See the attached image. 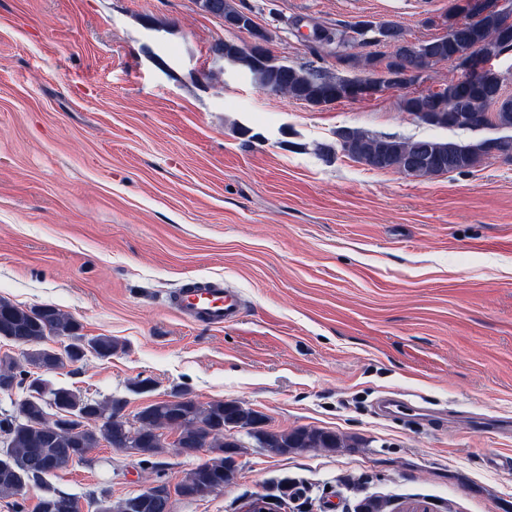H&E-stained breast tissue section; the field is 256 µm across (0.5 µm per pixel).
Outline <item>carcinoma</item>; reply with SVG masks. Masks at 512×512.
<instances>
[{"instance_id": "1", "label": "carcinoma", "mask_w": 512, "mask_h": 512, "mask_svg": "<svg viewBox=\"0 0 512 512\" xmlns=\"http://www.w3.org/2000/svg\"><path fill=\"white\" fill-rule=\"evenodd\" d=\"M201 10L225 22L233 21L240 9L233 0H198ZM386 29L385 42L393 47L387 56L364 55L360 52L337 54L339 65L355 75L332 76L313 64L289 65L275 61L268 55L261 59L245 52L240 43L221 40L215 51L224 61L248 73L261 87L272 86L281 94L309 106H329L340 101H353L360 76L357 72L368 65H381L401 56L405 40L402 28L392 21H381ZM444 35L416 43L418 52L413 62L422 70L456 56L463 57L478 50L487 59L512 48V21L497 13L487 12L475 21L469 20L465 8L456 4L448 15ZM399 108L412 116L424 112L427 125L453 132H473L494 129L501 132L497 139L507 140L512 148V98L502 94V87L494 81L470 80L456 86L455 103L442 104L436 95L404 93ZM341 151L380 171H396L408 176L431 177L449 173H463L479 165L487 152L485 141L466 144L455 138L404 137L377 135L361 129L337 133ZM81 324L71 315L53 305L22 307L0 299V339L21 349L25 364L9 355L0 357V382L15 384L27 396L18 401L11 413L0 418V498L12 499L14 512H28L24 490L28 482L40 481L50 474L45 462L61 458H82L84 450L98 448L106 443L119 448L128 439L129 419L124 414L126 400L112 397L89 399L65 387H54L48 380L39 379L40 387L30 380L31 369L51 374L61 369L64 362L77 363L82 357L46 345L51 337L64 338L75 347L88 346L100 359H109L117 351V344L109 336L89 340L79 334ZM52 395L55 406L75 416L70 426H59L55 414H47V395ZM174 422L179 441L206 448L212 457L188 470L176 483V492L185 499L200 497V493L224 480V454L228 448H244L231 432L233 424H262L264 415L233 401L201 403L193 398L173 405L155 402L137 413L138 431L142 448L140 464L149 465L151 459L165 453L167 445L155 430ZM259 447L286 454L292 451L335 449L347 446V440L332 431L297 427L287 431L269 432L257 429L252 435ZM63 493L45 488L33 512H64L58 507ZM104 489L97 500V512H130L129 499L117 504L108 500ZM389 502L376 497L360 499L354 512H388Z\"/></svg>"}]
</instances>
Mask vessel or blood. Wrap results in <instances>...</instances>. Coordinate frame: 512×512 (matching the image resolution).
Wrapping results in <instances>:
<instances>
[{
	"label": "vessel or blood",
	"instance_id": "obj_1",
	"mask_svg": "<svg viewBox=\"0 0 512 512\" xmlns=\"http://www.w3.org/2000/svg\"><path fill=\"white\" fill-rule=\"evenodd\" d=\"M243 304L242 294L219 280L188 283L176 291L173 301L181 316L213 327L238 321Z\"/></svg>",
	"mask_w": 512,
	"mask_h": 512
}]
</instances>
